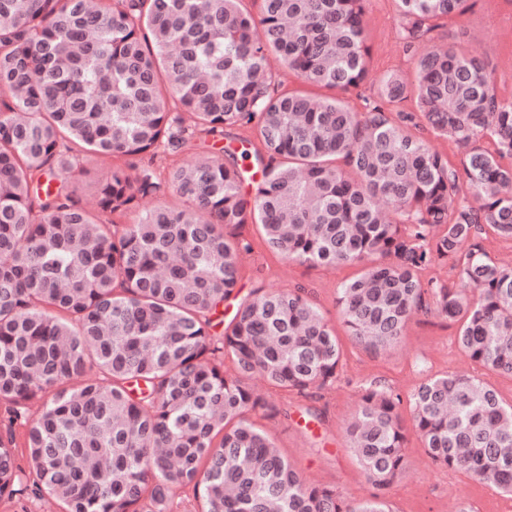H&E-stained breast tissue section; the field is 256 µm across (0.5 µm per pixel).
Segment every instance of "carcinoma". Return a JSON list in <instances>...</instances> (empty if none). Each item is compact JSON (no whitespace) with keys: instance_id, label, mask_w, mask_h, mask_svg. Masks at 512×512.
<instances>
[{"instance_id":"obj_1","label":"carcinoma","mask_w":512,"mask_h":512,"mask_svg":"<svg viewBox=\"0 0 512 512\" xmlns=\"http://www.w3.org/2000/svg\"><path fill=\"white\" fill-rule=\"evenodd\" d=\"M397 2L409 43L467 10ZM240 3L0 0V497L169 512L191 486L187 512H392L405 429L390 387L370 383L347 430L375 488L365 501L306 483L250 419L268 406L245 379L306 396L335 383L341 350L300 289L257 292L211 333L250 250L233 233L246 224L288 261L361 266L339 305L367 351L398 347L431 305L459 323L472 362L512 375V265L484 246L490 232L512 241V98L488 61L432 47L413 80L381 74L377 100L354 112L344 95L371 73L365 0H261L257 16ZM272 54L335 94L278 92ZM421 117L465 151L462 168L414 132ZM231 127L260 142L241 152L251 166L228 148L226 163L166 178L152 167L158 149L180 153ZM73 144L142 161L134 177L112 167L96 214L66 185ZM168 190L192 206L112 221ZM436 263L456 270L454 286L422 281ZM409 403L435 464L512 495V404L458 374L425 380ZM17 425L31 486L15 462Z\"/></svg>"}]
</instances>
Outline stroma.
Returning a JSON list of instances; mask_svg holds the SVG:
<instances>
[{"label":"stroma","instance_id":"35a3bbf8","mask_svg":"<svg viewBox=\"0 0 512 512\" xmlns=\"http://www.w3.org/2000/svg\"><path fill=\"white\" fill-rule=\"evenodd\" d=\"M464 15L439 21L427 39L414 47L403 40V20L395 0H367L366 22L373 56V76L346 96L349 107L364 111L377 97L375 78L387 71L413 77L417 58L439 43L459 42L490 64L491 80L498 91L512 87V0H468ZM108 161L80 155L68 189L82 202L93 203L97 185L110 168ZM252 247L239 270L241 296L256 290L305 289L332 325L342 346V366L332 387L300 397L275 389L258 376L249 385L254 394L276 410L275 415L255 414L254 423L273 438L281 454L311 484L336 488L344 497L364 501L375 492L357 462L347 438V428L361 403L365 383L379 381L402 398H409L424 379L452 373L480 376L512 403V377L487 371L471 362L456 343L457 326L435 310L414 314L402 344L376 355L366 351L347 332L337 304L340 283L353 276V265L310 267L284 260L265 243L258 227H243ZM318 413L308 423L304 409ZM407 443L406 466L389 488L393 512H512V496L466 474L436 465L413 429L410 411H402Z\"/></svg>","mask_w":512,"mask_h":512}]
</instances>
